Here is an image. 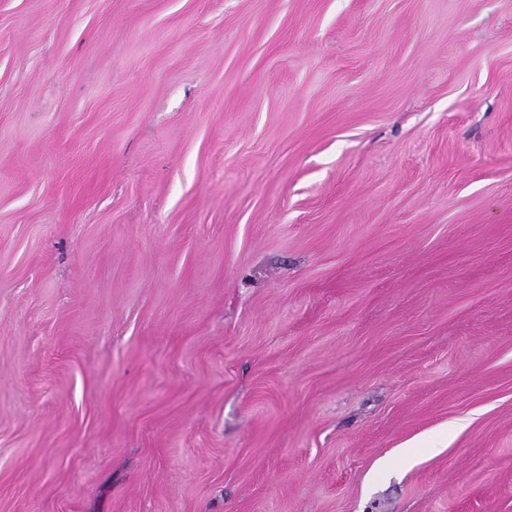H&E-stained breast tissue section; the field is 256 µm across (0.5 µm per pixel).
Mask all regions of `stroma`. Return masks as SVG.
<instances>
[{"instance_id": "obj_1", "label": "stroma", "mask_w": 512, "mask_h": 512, "mask_svg": "<svg viewBox=\"0 0 512 512\" xmlns=\"http://www.w3.org/2000/svg\"><path fill=\"white\" fill-rule=\"evenodd\" d=\"M0 512H512V0H0Z\"/></svg>"}]
</instances>
